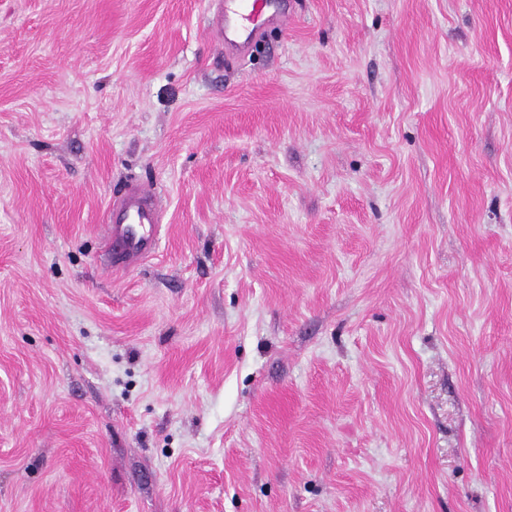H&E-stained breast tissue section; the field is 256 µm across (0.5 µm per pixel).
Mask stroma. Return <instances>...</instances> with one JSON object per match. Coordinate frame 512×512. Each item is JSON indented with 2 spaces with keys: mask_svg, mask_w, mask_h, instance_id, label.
Wrapping results in <instances>:
<instances>
[{
  "mask_svg": "<svg viewBox=\"0 0 512 512\" xmlns=\"http://www.w3.org/2000/svg\"><path fill=\"white\" fill-rule=\"evenodd\" d=\"M277 2L0 0V512H512V0ZM213 16L215 39L224 51L247 49L265 22L281 23L286 15L273 12L272 0H216ZM155 198L152 186L132 185L110 209L104 244L114 269H133L156 248L159 207Z\"/></svg>",
  "mask_w": 512,
  "mask_h": 512,
  "instance_id": "stroma-1",
  "label": "stroma"
}]
</instances>
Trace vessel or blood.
I'll use <instances>...</instances> for the list:
<instances>
[{
	"label": "vessel or blood",
	"mask_w": 512,
	"mask_h": 512,
	"mask_svg": "<svg viewBox=\"0 0 512 512\" xmlns=\"http://www.w3.org/2000/svg\"><path fill=\"white\" fill-rule=\"evenodd\" d=\"M213 16L215 39L224 50H245L265 22L283 21L272 0H217ZM152 186H130L113 205L105 226L104 244L112 266L128 271L137 267L156 247L159 207Z\"/></svg>",
	"instance_id": "b4317fda"
}]
</instances>
